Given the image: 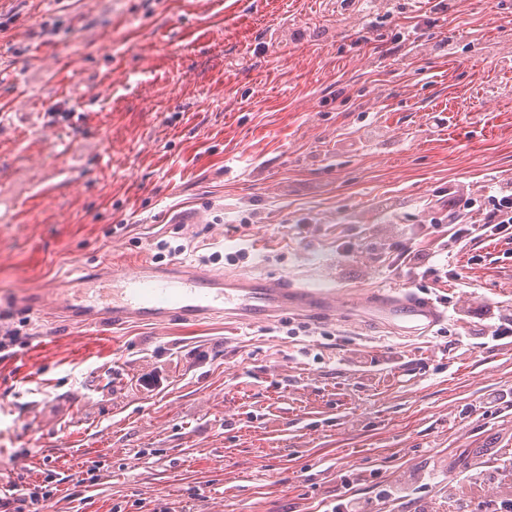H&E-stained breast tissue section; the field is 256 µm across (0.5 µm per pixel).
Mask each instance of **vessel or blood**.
Instances as JSON below:
<instances>
[{
	"instance_id": "b4317fda",
	"label": "vessel or blood",
	"mask_w": 512,
	"mask_h": 512,
	"mask_svg": "<svg viewBox=\"0 0 512 512\" xmlns=\"http://www.w3.org/2000/svg\"><path fill=\"white\" fill-rule=\"evenodd\" d=\"M20 304L35 315L54 314L63 324L87 329L128 323L162 325L173 320L189 323L222 316L255 324L291 310L332 319L359 310L415 332L433 327L444 317L427 297L339 294L283 275L236 276L178 261L81 272L62 288L23 293Z\"/></svg>"
}]
</instances>
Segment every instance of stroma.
I'll return each instance as SVG.
<instances>
[{
    "label": "stroma",
    "mask_w": 512,
    "mask_h": 512,
    "mask_svg": "<svg viewBox=\"0 0 512 512\" xmlns=\"http://www.w3.org/2000/svg\"><path fill=\"white\" fill-rule=\"evenodd\" d=\"M510 53L512 0H0V313L19 330L0 483L54 478L41 512H325L408 484L382 512H442L449 486L512 487V335L491 334L512 234L446 252L431 228L512 191ZM404 234L447 281L393 267ZM161 240L221 273L442 296L448 317L115 331L10 302ZM154 368L162 388H140Z\"/></svg>",
    "instance_id": "1"
}]
</instances>
